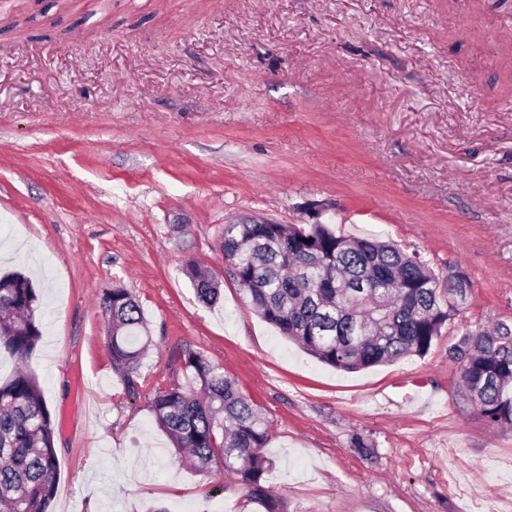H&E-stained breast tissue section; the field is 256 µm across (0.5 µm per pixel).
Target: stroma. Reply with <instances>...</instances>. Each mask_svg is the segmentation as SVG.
<instances>
[{
    "label": "stroma",
    "mask_w": 512,
    "mask_h": 512,
    "mask_svg": "<svg viewBox=\"0 0 512 512\" xmlns=\"http://www.w3.org/2000/svg\"><path fill=\"white\" fill-rule=\"evenodd\" d=\"M506 27L512 0H0V271L41 297L52 512H252L232 475L209 494L150 407L188 348L267 421L288 512H493L512 428L464 404L448 348L512 326ZM246 214L392 242L464 272L467 299L426 355L336 370L225 277ZM190 259L221 276L216 305ZM115 288L151 340L134 398L100 307ZM185 273L191 280L199 301L207 306L217 302L221 295L220 283L207 267L190 259L186 262Z\"/></svg>",
    "instance_id": "stroma-1"
}]
</instances>
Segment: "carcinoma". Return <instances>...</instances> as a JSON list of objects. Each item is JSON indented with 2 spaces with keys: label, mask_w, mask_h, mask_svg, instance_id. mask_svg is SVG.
Listing matches in <instances>:
<instances>
[{
  "label": "carcinoma",
  "mask_w": 512,
  "mask_h": 512,
  "mask_svg": "<svg viewBox=\"0 0 512 512\" xmlns=\"http://www.w3.org/2000/svg\"><path fill=\"white\" fill-rule=\"evenodd\" d=\"M220 250L243 301L319 362L337 370L425 355L455 318L467 289L442 286L422 261L374 239L338 236L326 224L224 225ZM185 273L207 306L221 295L211 271L190 259ZM40 294L21 272L0 275V347L19 368L0 383V512H50L59 477L54 425L28 369L42 336ZM112 367L138 395V369L149 347L140 305L124 288L102 300ZM463 397L493 428L512 427V327L467 330L448 347ZM186 381L151 404L158 425L190 466L205 476L228 472L260 512H287L266 486L267 422L224 370L187 350Z\"/></svg>",
  "instance_id": "1"
}]
</instances>
